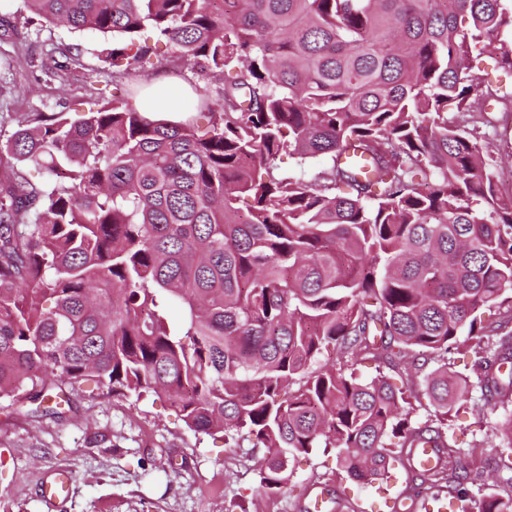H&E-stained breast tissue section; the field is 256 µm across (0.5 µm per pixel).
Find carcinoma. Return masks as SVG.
Instances as JSON below:
<instances>
[{
	"label": "carcinoma",
	"instance_id": "1",
	"mask_svg": "<svg viewBox=\"0 0 512 512\" xmlns=\"http://www.w3.org/2000/svg\"><path fill=\"white\" fill-rule=\"evenodd\" d=\"M26 24L107 41L115 93L77 119L15 118L0 143V398L45 402L85 381L164 395L192 431L244 437L255 493H289L293 463L333 448L345 478L467 496L448 433L462 406L512 400V195L475 126L467 61L512 71L505 0H20ZM217 76L182 122L140 111L151 49ZM352 149L369 170L341 162ZM283 155L322 160L282 176ZM47 181L34 184L26 169ZM508 304L497 324L486 309ZM170 304L181 330L166 322ZM475 379L448 369L464 337ZM340 362L318 369L322 351ZM373 360L406 374L361 379ZM434 368H429L430 363ZM425 395L433 408L411 420ZM437 449L440 468L410 461ZM477 512H512V465Z\"/></svg>",
	"mask_w": 512,
	"mask_h": 512
}]
</instances>
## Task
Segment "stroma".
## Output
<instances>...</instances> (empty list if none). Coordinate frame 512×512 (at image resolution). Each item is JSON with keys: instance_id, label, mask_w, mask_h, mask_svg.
<instances>
[{"instance_id": "1", "label": "stroma", "mask_w": 512, "mask_h": 512, "mask_svg": "<svg viewBox=\"0 0 512 512\" xmlns=\"http://www.w3.org/2000/svg\"><path fill=\"white\" fill-rule=\"evenodd\" d=\"M80 56L67 83L49 74V44ZM104 45L94 33L62 27L19 25L16 34L0 35V116L12 112H86L99 97L112 95V67L101 61ZM92 84L91 95L79 85ZM483 151L495 168L504 193H512V111L492 113ZM60 413L36 411L29 400L0 398V448L11 449L8 469L0 473V512H305L307 492L334 498L343 493L357 512H390L385 502L402 494L405 480L386 490L340 478L334 449L316 448L294 467V491L273 499L257 497V466L248 441L223 439L188 429L165 399L112 396L75 386ZM512 403L486 414L470 411L451 424L459 443L473 450L485 479L507 446L502 430ZM106 436L98 444L96 436ZM65 475L68 491L48 501L44 481Z\"/></svg>"}]
</instances>
